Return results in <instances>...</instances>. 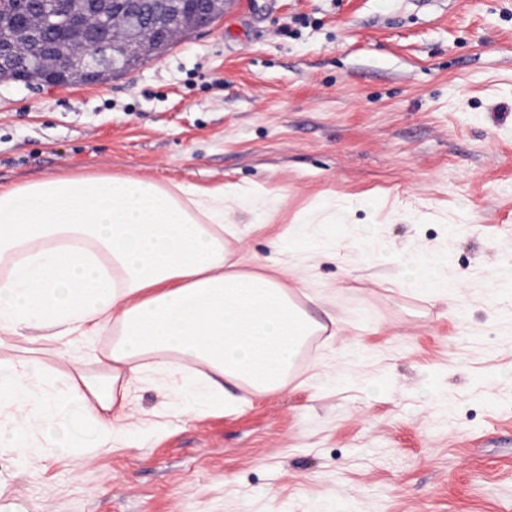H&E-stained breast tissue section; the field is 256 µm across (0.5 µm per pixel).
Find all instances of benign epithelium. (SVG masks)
I'll list each match as a JSON object with an SVG mask.
<instances>
[{"instance_id": "7a95c632", "label": "benign epithelium", "mask_w": 512, "mask_h": 512, "mask_svg": "<svg viewBox=\"0 0 512 512\" xmlns=\"http://www.w3.org/2000/svg\"><path fill=\"white\" fill-rule=\"evenodd\" d=\"M224 4L226 0H52L71 49L81 57L94 53L96 66L83 68L81 75L73 71L35 21L22 19L15 21L13 40L0 42V72L22 76L21 56L35 55L46 65L44 84H93L101 70L111 65L117 44L140 57L159 56L177 36L209 26L224 13ZM94 16L106 17V23L93 22Z\"/></svg>"}]
</instances>
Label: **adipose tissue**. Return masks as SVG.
<instances>
[{
    "label": "adipose tissue",
    "instance_id": "obj_1",
    "mask_svg": "<svg viewBox=\"0 0 512 512\" xmlns=\"http://www.w3.org/2000/svg\"><path fill=\"white\" fill-rule=\"evenodd\" d=\"M223 187L172 191L132 176H50L0 191V335L56 344L61 367L0 359V441L44 450L41 426L81 409L92 441L69 454L135 447L138 386L171 388L179 412H234L240 385L283 389L319 323L278 270L233 269ZM107 339L102 372L81 370L72 337Z\"/></svg>",
    "mask_w": 512,
    "mask_h": 512
}]
</instances>
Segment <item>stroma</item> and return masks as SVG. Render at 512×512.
Returning a JSON list of instances; mask_svg holds the SVG:
<instances>
[{
	"instance_id": "1",
	"label": "stroma",
	"mask_w": 512,
	"mask_h": 512,
	"mask_svg": "<svg viewBox=\"0 0 512 512\" xmlns=\"http://www.w3.org/2000/svg\"><path fill=\"white\" fill-rule=\"evenodd\" d=\"M76 175L236 192L230 249L300 263L326 331L239 412L0 446V512H512V0H229L132 74L0 82V189ZM420 249L449 296L402 285Z\"/></svg>"
}]
</instances>
